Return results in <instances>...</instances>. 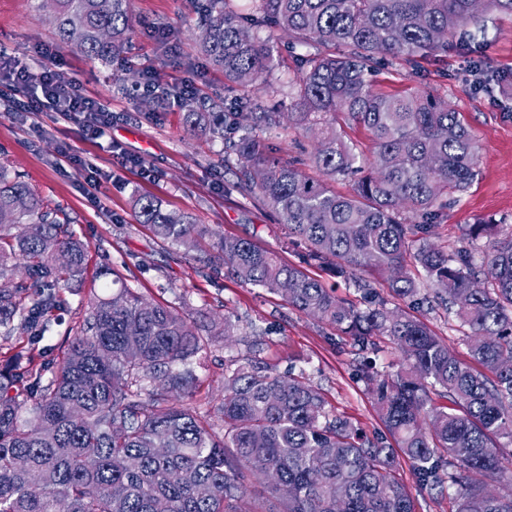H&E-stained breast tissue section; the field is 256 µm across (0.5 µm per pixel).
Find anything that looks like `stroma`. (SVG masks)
I'll use <instances>...</instances> for the list:
<instances>
[{"mask_svg":"<svg viewBox=\"0 0 512 512\" xmlns=\"http://www.w3.org/2000/svg\"><path fill=\"white\" fill-rule=\"evenodd\" d=\"M131 9V38L105 64L60 43L52 10L38 0H0V50L34 70L42 63L38 49L52 50L64 72L115 117L111 129L95 138L79 123L18 111L16 96L0 87V164L63 210L93 260L107 259L128 287L157 303L232 319L237 329L228 344L211 348L195 364L200 390L192 404L200 411H214L220 403L225 361L252 355L281 373L304 371L332 410L367 431H382L372 395L355 377L356 357L334 327L266 289L200 268L137 223L134 201L145 195L209 225L218 236L251 239L288 262L299 263L304 252L272 212L238 189L235 161L225 158L221 142L186 126L181 109L166 112L151 96L128 95L149 76L169 88L193 80L199 95L226 103L243 96V88L225 81L201 53L194 0H132ZM478 60L485 78L512 72V14L485 12L475 39L385 66L376 87L386 94L429 88L462 113L476 136L477 175L443 209L430 240L447 251L468 248L479 261L491 240L468 236L469 225L492 223L500 233L512 231V95L476 89L471 71ZM121 153L136 156L138 166L121 167ZM93 286L89 277L62 289V323L38 344L35 365L50 366L61 357L65 331L84 318Z\"/></svg>","mask_w":512,"mask_h":512,"instance_id":"stroma-1","label":"stroma"}]
</instances>
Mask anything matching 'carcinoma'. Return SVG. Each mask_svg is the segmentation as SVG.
<instances>
[{
  "mask_svg": "<svg viewBox=\"0 0 512 512\" xmlns=\"http://www.w3.org/2000/svg\"><path fill=\"white\" fill-rule=\"evenodd\" d=\"M54 2L61 43L108 59L128 42L130 0ZM488 9L512 14V0H252L246 16L230 0L198 8L201 52L237 85L271 86L278 50L260 31L282 30L291 49L306 50L289 81L288 122L312 135L318 177L269 155L261 133L282 125L280 104L240 97L244 112L216 103L205 112L206 101L189 97L183 118L224 143L238 187L307 245L304 265L354 281L359 302L247 238L225 236L200 253L206 227L151 197L135 201L137 222L155 238L330 322L356 354L391 341L396 373L361 363L356 376L394 444L330 410L304 373L281 375L250 356L224 365L214 413L175 405L174 395L198 389L193 358L235 324L152 302L99 263L94 278L112 276V294L90 299L51 378L21 351L0 366V512H55L61 501L68 512H237L253 483L278 512H336L338 489L345 512H418L396 477L403 461L420 488L454 490L455 512H512V497L490 489L512 444V234L494 242L480 272L469 251L429 241L444 200L474 178L478 142L430 89L386 95L374 80L384 60L448 50ZM349 129L368 134L371 156ZM340 177L352 181L347 194L331 187ZM90 259L70 220L0 165V335L20 330L34 343L49 332L60 289L84 280ZM411 264L435 286L421 302L468 329V359L356 278L389 271L391 292L414 298ZM19 266L28 279L16 282ZM437 390L450 406L434 404Z\"/></svg>",
  "mask_w": 512,
  "mask_h": 512,
  "instance_id": "cac0c4a2",
  "label": "carcinoma"
}]
</instances>
